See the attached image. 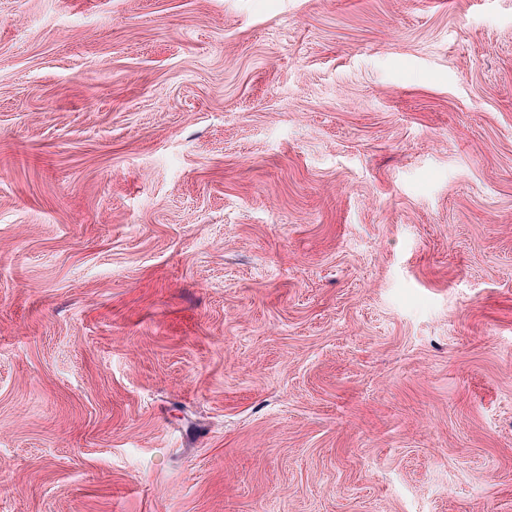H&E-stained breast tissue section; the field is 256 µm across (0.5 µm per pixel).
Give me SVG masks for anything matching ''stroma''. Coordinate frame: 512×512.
Returning a JSON list of instances; mask_svg holds the SVG:
<instances>
[{
    "mask_svg": "<svg viewBox=\"0 0 512 512\" xmlns=\"http://www.w3.org/2000/svg\"><path fill=\"white\" fill-rule=\"evenodd\" d=\"M0 512H512V0H0Z\"/></svg>",
    "mask_w": 512,
    "mask_h": 512,
    "instance_id": "stroma-1",
    "label": "stroma"
}]
</instances>
